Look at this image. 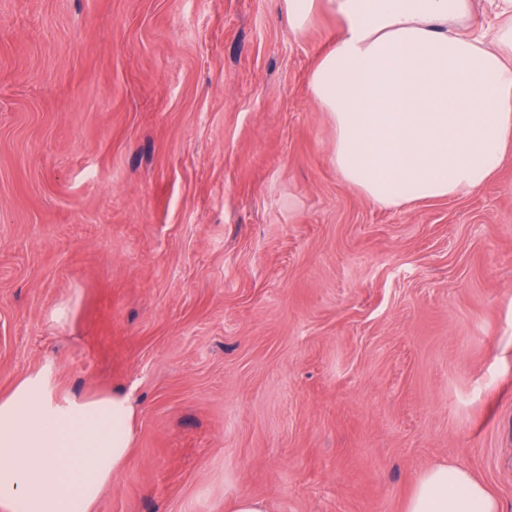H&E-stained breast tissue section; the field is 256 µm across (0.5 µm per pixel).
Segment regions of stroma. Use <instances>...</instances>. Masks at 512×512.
<instances>
[{"label":"stroma","instance_id":"35a3bbf8","mask_svg":"<svg viewBox=\"0 0 512 512\" xmlns=\"http://www.w3.org/2000/svg\"><path fill=\"white\" fill-rule=\"evenodd\" d=\"M335 35L281 0H0V393L49 363L131 397L97 512H403L445 462L512 512V153L375 205L308 92Z\"/></svg>","mask_w":512,"mask_h":512}]
</instances>
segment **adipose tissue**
I'll return each instance as SVG.
<instances>
[{
	"mask_svg": "<svg viewBox=\"0 0 512 512\" xmlns=\"http://www.w3.org/2000/svg\"><path fill=\"white\" fill-rule=\"evenodd\" d=\"M294 32L315 13L339 33L308 78L336 132L331 162L374 204L480 189L512 151V0L491 20L473 0H282ZM135 411L125 393L75 397L51 366L0 395V512H96L126 466ZM404 512H503L467 469L420 475Z\"/></svg>",
	"mask_w": 512,
	"mask_h": 512,
	"instance_id": "obj_1",
	"label": "adipose tissue"
}]
</instances>
